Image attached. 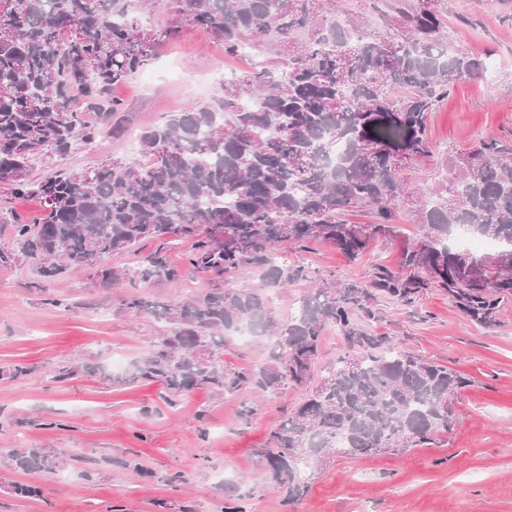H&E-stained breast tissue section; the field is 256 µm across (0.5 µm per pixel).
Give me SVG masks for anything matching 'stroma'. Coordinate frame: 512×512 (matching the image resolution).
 <instances>
[{
	"label": "stroma",
	"mask_w": 512,
	"mask_h": 512,
	"mask_svg": "<svg viewBox=\"0 0 512 512\" xmlns=\"http://www.w3.org/2000/svg\"><path fill=\"white\" fill-rule=\"evenodd\" d=\"M454 45L489 54L493 77L456 84L431 115V158L409 171L428 188L447 153L480 140L512 142V19L489 0H438ZM259 53L228 56L205 31L184 28L148 70L116 86L124 133L100 139L59 159L81 170L110 157H137L136 130L208 101L224 78L251 72ZM417 227L402 216L395 238L351 262L315 242L283 249L288 262L364 283L376 266L399 269L403 246ZM210 286L208 273L186 268L180 287L144 284L150 302L180 301ZM127 288H107L87 273L40 277L32 267L0 268V368L27 364L25 378L0 380V461L15 448H54L71 456L55 474L13 473L0 465V512H223L227 487L246 494L250 512H512V303L493 327L470 321L439 288L414 307L381 304L373 325L405 350L448 366L467 381L451 430L433 443L398 454L354 458L338 451L309 472L308 490L292 501L275 492L263 454L283 407L300 390L254 398L198 389L168 407L156 383L134 380V366L161 325L126 309ZM67 300L54 309L47 301ZM87 369L65 382L58 369ZM257 401L247 423L242 403ZM33 483L39 496L21 499L10 481Z\"/></svg>",
	"instance_id": "obj_1"
}]
</instances>
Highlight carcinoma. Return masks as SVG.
<instances>
[{"instance_id": "cac0c4a2", "label": "carcinoma", "mask_w": 512, "mask_h": 512, "mask_svg": "<svg viewBox=\"0 0 512 512\" xmlns=\"http://www.w3.org/2000/svg\"><path fill=\"white\" fill-rule=\"evenodd\" d=\"M0 0V182L32 197L28 217L0 214L15 247L0 267L31 265L45 278L70 267L103 284H181L182 269L159 248L122 272L103 261L149 240H189L184 263L211 275L212 287L187 301L124 306L168 328L135 364L134 378L161 384L174 407L196 389L258 395L303 389L270 438L272 479L290 500L308 487V469L332 449L358 458L428 445L455 422L465 381L454 370L403 350L378 334L381 300L409 307L442 288L482 326L512 302V144L491 138L444 160L432 187L409 191L406 159L431 156L429 121L462 81H480L485 59L448 48L433 0H365L388 31L348 28L328 18L331 0H167L155 27L138 16L158 0ZM186 26L266 54L210 100L137 134L140 157L30 177L32 162L63 157L115 134L113 86L142 70ZM344 149L327 163L338 140ZM414 203L418 234L400 269L377 266L365 285L320 279L303 265L273 261L288 244L327 243L356 261L396 234L400 204ZM358 209L368 221L345 219ZM474 233L499 246L481 255L452 242ZM253 268L256 286L224 277ZM316 288L286 323L274 320L264 291L301 281ZM250 323L271 340L269 360L224 365L226 332ZM347 351L316 371L324 331ZM69 458L54 448H19L12 472L54 474Z\"/></svg>"}]
</instances>
